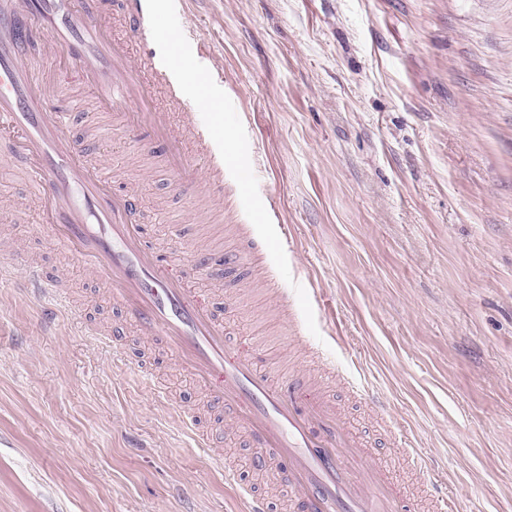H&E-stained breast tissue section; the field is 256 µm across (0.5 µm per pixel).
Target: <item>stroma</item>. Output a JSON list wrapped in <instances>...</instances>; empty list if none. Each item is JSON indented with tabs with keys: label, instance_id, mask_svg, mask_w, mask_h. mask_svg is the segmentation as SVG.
<instances>
[{
	"label": "stroma",
	"instance_id": "obj_1",
	"mask_svg": "<svg viewBox=\"0 0 512 512\" xmlns=\"http://www.w3.org/2000/svg\"><path fill=\"white\" fill-rule=\"evenodd\" d=\"M155 3L172 42L190 30L210 44L191 70L214 107L190 116L234 161L224 183L237 217L180 196L119 138L84 137L92 90L55 104L113 190L141 193L146 241L194 295L238 304L233 341L277 375L308 367L280 310L291 303L335 370L323 391L401 484L397 436L427 457L455 512H512V0ZM272 205L284 247L262 220ZM37 223L31 175L0 166V512H243L228 463L269 512H292L283 480L242 469L254 446L177 356L126 324ZM250 237L267 250L261 275L239 288L202 278L200 256ZM30 262L69 293L54 321L15 286ZM119 324L116 346L101 345ZM144 358L166 398L142 383ZM347 377L379 416L350 399ZM188 412L216 427L213 453L185 429Z\"/></svg>",
	"mask_w": 512,
	"mask_h": 512
}]
</instances>
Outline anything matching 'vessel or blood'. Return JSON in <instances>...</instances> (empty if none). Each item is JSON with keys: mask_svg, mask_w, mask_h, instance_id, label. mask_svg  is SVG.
<instances>
[{"mask_svg": "<svg viewBox=\"0 0 512 512\" xmlns=\"http://www.w3.org/2000/svg\"><path fill=\"white\" fill-rule=\"evenodd\" d=\"M152 13L151 0H123L126 25L118 33L101 20L98 0H0V135L35 176L42 230L109 286L140 335L177 354L195 383L266 450L267 469H286L294 512H421L420 500L372 461L314 376L272 380L256 352L229 339L210 303L192 298L184 279L144 243L138 198L113 193L66 114L54 111L56 72L36 73L26 64L36 46L61 60L72 72L71 96L95 88L96 111L117 115L123 137L137 142L147 133L163 144L178 191L223 200L231 161L222 139L194 120L182 119L174 130L156 119L162 99L185 110V72L172 62L164 33L149 23ZM264 259L253 243L211 258L209 266L239 279ZM23 285L48 316L67 309V291L44 266H27Z\"/></svg>", "mask_w": 512, "mask_h": 512, "instance_id": "1", "label": "vessel or blood"}]
</instances>
